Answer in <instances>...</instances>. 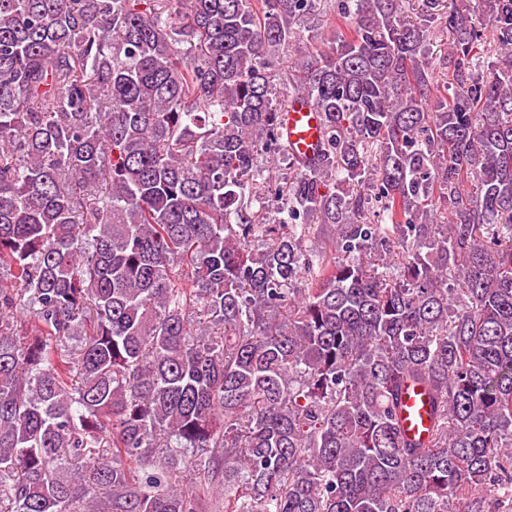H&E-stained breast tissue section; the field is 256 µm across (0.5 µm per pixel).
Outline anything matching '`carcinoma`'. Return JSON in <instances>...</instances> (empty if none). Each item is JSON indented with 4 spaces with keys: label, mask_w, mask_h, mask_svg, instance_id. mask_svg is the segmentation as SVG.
<instances>
[{
    "label": "carcinoma",
    "mask_w": 512,
    "mask_h": 512,
    "mask_svg": "<svg viewBox=\"0 0 512 512\" xmlns=\"http://www.w3.org/2000/svg\"><path fill=\"white\" fill-rule=\"evenodd\" d=\"M409 2L0 0V512H512V0ZM317 10L310 16L303 19L301 24L297 28L298 34L295 40L289 48H285L284 51L279 53V68L283 71L291 66V63L298 57L300 51L306 50L309 44H313L315 35L325 28L326 24L336 25V29L341 24L338 20L328 21L334 13L331 9L330 2H324L323 0L318 3ZM282 125L291 152L306 156L316 153L322 138V120L309 103L293 101L283 112ZM305 240L312 249L323 251L326 260L333 261L336 257V252L332 247V234L329 227L324 224H317L316 219L306 229ZM405 406L409 409L404 412V423L407 431L412 435H425L430 426V419L428 405L423 396H420V392L416 390L407 392Z\"/></svg>",
    "instance_id": "cac0c4a2"
}]
</instances>
